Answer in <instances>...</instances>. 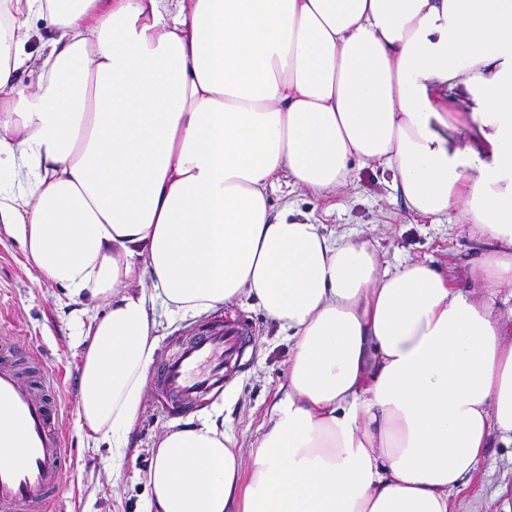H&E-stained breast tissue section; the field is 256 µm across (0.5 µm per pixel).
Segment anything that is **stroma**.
I'll return each instance as SVG.
<instances>
[{
  "label": "stroma",
  "mask_w": 512,
  "mask_h": 512,
  "mask_svg": "<svg viewBox=\"0 0 512 512\" xmlns=\"http://www.w3.org/2000/svg\"><path fill=\"white\" fill-rule=\"evenodd\" d=\"M293 202L336 235L362 234L374 241L380 263L395 267L424 262L467 285L468 270L483 248L469 225L432 224L418 219L396 190L392 170L378 165L353 164L348 184L315 196L288 185L271 193L273 209ZM73 309L60 287L37 281L27 267L20 243L0 223V327L27 337L34 354L56 374L55 395L63 409L62 427L70 465L56 512H146L145 478L161 436L224 406V430L235 445L248 444L287 383L291 344L255 300L241 298L186 320L158 312V363H165L179 340L196 335L215 319L242 322L250 333L247 352L234 376L216 394L178 417L167 416L153 387H146L143 411L120 459L108 447H86L77 425L81 350L70 337ZM455 512H512V444L493 439L481 473L454 500Z\"/></svg>",
  "instance_id": "obj_1"
}]
</instances>
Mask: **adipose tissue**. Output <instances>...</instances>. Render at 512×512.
I'll return each instance as SVG.
<instances>
[{"label": "adipose tissue", "instance_id": "1", "mask_svg": "<svg viewBox=\"0 0 512 512\" xmlns=\"http://www.w3.org/2000/svg\"><path fill=\"white\" fill-rule=\"evenodd\" d=\"M354 162L474 225L468 286L273 214L281 180L321 195ZM0 223L38 280L103 307L73 333L77 424L113 457L156 303L187 319L244 294L287 331L288 390L248 452L208 415L166 432L147 512H452L512 440V341L466 292L512 298V0H0Z\"/></svg>", "mask_w": 512, "mask_h": 512}]
</instances>
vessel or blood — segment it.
<instances>
[{"label":"vessel or blood","instance_id":"1","mask_svg":"<svg viewBox=\"0 0 512 512\" xmlns=\"http://www.w3.org/2000/svg\"><path fill=\"white\" fill-rule=\"evenodd\" d=\"M243 336L242 328L212 325L154 372L169 414L223 390L225 365L240 353ZM32 361L19 337L0 330V448H24L18 461L0 466V512H51L68 461L53 375L43 366L30 372Z\"/></svg>","mask_w":512,"mask_h":512}]
</instances>
